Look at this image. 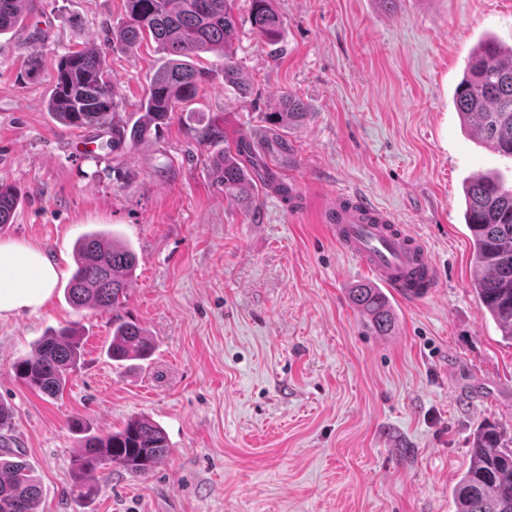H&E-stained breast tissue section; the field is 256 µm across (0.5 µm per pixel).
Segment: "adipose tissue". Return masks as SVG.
Returning <instances> with one entry per match:
<instances>
[{"instance_id":"obj_1","label":"adipose tissue","mask_w":512,"mask_h":512,"mask_svg":"<svg viewBox=\"0 0 512 512\" xmlns=\"http://www.w3.org/2000/svg\"><path fill=\"white\" fill-rule=\"evenodd\" d=\"M56 279L57 271L42 250L0 242V317L43 307Z\"/></svg>"}]
</instances>
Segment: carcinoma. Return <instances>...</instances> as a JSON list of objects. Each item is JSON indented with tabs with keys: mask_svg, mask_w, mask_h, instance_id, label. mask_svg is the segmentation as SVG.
I'll list each match as a JSON object with an SVG mask.
<instances>
[{
	"mask_svg": "<svg viewBox=\"0 0 512 512\" xmlns=\"http://www.w3.org/2000/svg\"><path fill=\"white\" fill-rule=\"evenodd\" d=\"M31 0H0V35L23 28L34 13ZM253 33L266 45L283 39L284 24L273 0H248ZM127 20L112 30L104 46L70 51L58 62L48 111L68 128L112 125V145L136 146L169 124L216 78L224 79L245 98L251 87L243 78L234 45L239 40L236 0H126ZM152 39L165 62L150 79L135 120L114 122L112 80L108 56ZM214 53L220 70L201 66L197 59ZM462 122L498 153L512 157V49L492 37L482 39L468 57L454 92ZM309 112L292 93L279 108L263 116L264 131L240 133L218 152L210 175L224 199L237 207L257 208L260 192L270 189L284 201L295 189L283 169L293 161L288 129L303 123ZM465 221L477 270L475 291L501 331L512 342V188L489 173L476 175L464 186ZM20 198L14 187L0 183V226L11 223ZM75 270L67 285L69 303L77 309L119 308L138 265L136 253L117 237L84 235L73 254ZM351 303L378 336L391 333L395 315L385 292L364 283L351 290ZM83 349V333L68 325L41 337L31 354L16 359L13 370L26 386L46 396L66 387ZM153 345L133 322L113 324L107 355L115 362L144 360ZM69 428L80 435L72 461L71 494L88 501L97 495L91 477L104 465L145 477L170 453L163 428L146 417L130 419L106 435L90 432L73 417ZM11 414L0 405V512H37L41 487L30 464L13 449L8 432ZM471 462L453 489L455 512H512V436L496 426L478 432L470 448Z\"/></svg>",
	"mask_w": 512,
	"mask_h": 512,
	"instance_id": "cac0c4a2",
	"label": "carcinoma"
}]
</instances>
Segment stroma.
<instances>
[{"mask_svg": "<svg viewBox=\"0 0 512 512\" xmlns=\"http://www.w3.org/2000/svg\"><path fill=\"white\" fill-rule=\"evenodd\" d=\"M39 4L25 29L0 35V182L21 197L0 242L41 248L58 273L42 309L0 318V404L40 480L38 512H455L474 433H512V346L473 288L463 184L492 172L511 187L512 158L464 127L453 92L482 37L512 47V0H274V48L237 0L251 95L215 81L134 147L47 109L61 56L102 44L125 0ZM35 29L45 41L30 79ZM163 61L149 41L109 55L117 119L138 111ZM287 92L310 112L288 133L300 202L267 191L245 212L213 184L202 131H256ZM339 189L393 211L438 269L433 295L394 302L391 335L373 334L349 300L368 276L323 226ZM94 230L138 256L115 311L65 298L74 244ZM118 319L147 330L149 360L107 357ZM75 322L83 361L62 396L15 377L16 358ZM74 416L99 434L149 417L171 452L145 478L99 469L95 499L78 503Z\"/></svg>", "mask_w": 512, "mask_h": 512, "instance_id": "stroma-1", "label": "stroma"}]
</instances>
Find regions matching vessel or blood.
Masks as SVG:
<instances>
[{
    "mask_svg": "<svg viewBox=\"0 0 512 512\" xmlns=\"http://www.w3.org/2000/svg\"><path fill=\"white\" fill-rule=\"evenodd\" d=\"M324 220L337 245L402 299L419 301L434 293L436 267L425 244L390 210L340 192L327 203Z\"/></svg>",
    "mask_w": 512,
    "mask_h": 512,
    "instance_id": "obj_1",
    "label": "vessel or blood"
}]
</instances>
